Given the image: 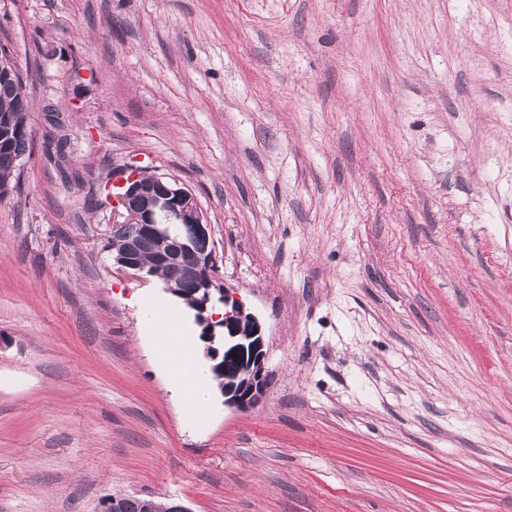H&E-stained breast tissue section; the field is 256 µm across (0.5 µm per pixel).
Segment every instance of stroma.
Here are the masks:
<instances>
[{"label":"stroma","instance_id":"stroma-1","mask_svg":"<svg viewBox=\"0 0 512 512\" xmlns=\"http://www.w3.org/2000/svg\"><path fill=\"white\" fill-rule=\"evenodd\" d=\"M0 512H512V0H0ZM197 198L271 384L188 421L114 173ZM10 55L8 44L0 42V76L4 80L0 81V114L1 116L8 115L11 119V124L4 119L2 127L4 128V136L10 137L0 142V190L1 188L11 187L13 180L19 182L20 167L19 163L22 157L27 153L30 148L28 132L24 128L27 127V112L29 108V100L26 94V81L21 72L17 69L15 64L4 60ZM15 67V68H14ZM26 104L24 112H16L22 105ZM121 497H124V496L110 497L104 503V505L106 506V510H104V512H148V511H144L145 504L148 502L150 503V509L152 510L149 512H171V511L188 512V509L181 504H178L173 507V502L164 504V503L157 502L154 499L137 497V496H126V497L122 498L116 505V507L119 509V511H113L112 501L114 503H116L117 499H119Z\"/></svg>","mask_w":512,"mask_h":512}]
</instances>
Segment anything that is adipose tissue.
Segmentation results:
<instances>
[{
	"label": "adipose tissue",
	"instance_id": "1",
	"mask_svg": "<svg viewBox=\"0 0 512 512\" xmlns=\"http://www.w3.org/2000/svg\"><path fill=\"white\" fill-rule=\"evenodd\" d=\"M139 330L153 339L156 361L170 389L180 398L189 419L201 423L208 415L214 378L201 363L192 328L185 326L170 306L150 300L139 309Z\"/></svg>",
	"mask_w": 512,
	"mask_h": 512
}]
</instances>
